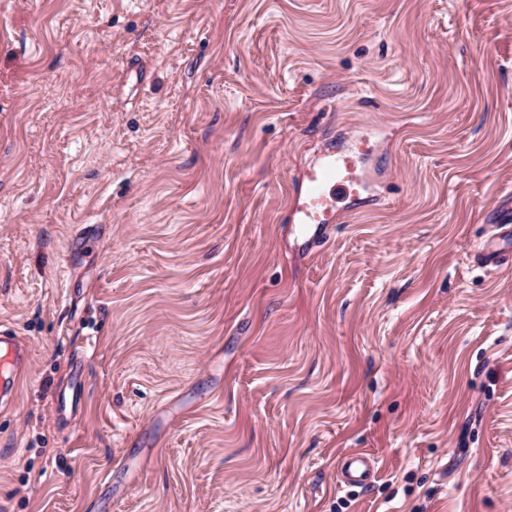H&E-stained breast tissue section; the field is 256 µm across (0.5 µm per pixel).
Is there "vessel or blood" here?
Wrapping results in <instances>:
<instances>
[{
	"label": "vessel or blood",
	"mask_w": 512,
	"mask_h": 512,
	"mask_svg": "<svg viewBox=\"0 0 512 512\" xmlns=\"http://www.w3.org/2000/svg\"><path fill=\"white\" fill-rule=\"evenodd\" d=\"M370 143L359 140L347 147L328 146L303 171L300 185L289 210L292 223L301 225L312 243L322 242L336 221L337 209L344 200H359L366 187V174L360 165L368 155ZM376 459L365 452L346 455L338 471L344 486L366 487L376 472Z\"/></svg>",
	"instance_id": "vessel-or-blood-1"
}]
</instances>
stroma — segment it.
Wrapping results in <instances>:
<instances>
[{
	"label": "stroma",
	"mask_w": 512,
	"mask_h": 512,
	"mask_svg": "<svg viewBox=\"0 0 512 512\" xmlns=\"http://www.w3.org/2000/svg\"><path fill=\"white\" fill-rule=\"evenodd\" d=\"M511 202L512 0H0V512H512ZM369 140L349 147L330 145L317 154L303 171L299 188L290 201L291 223L309 232L308 241L321 243L336 224L338 204L360 199L366 174L359 162L369 154ZM0 344V348H2V344L7 347L6 353H8L9 350L11 351L17 367L20 368L26 362L28 357V348L26 344L23 343L18 336H15L12 331L0 330ZM376 459L365 452H354L346 455L338 471L340 485L352 487L368 486L376 472Z\"/></svg>",
	"instance_id": "35a3bbf8"
}]
</instances>
